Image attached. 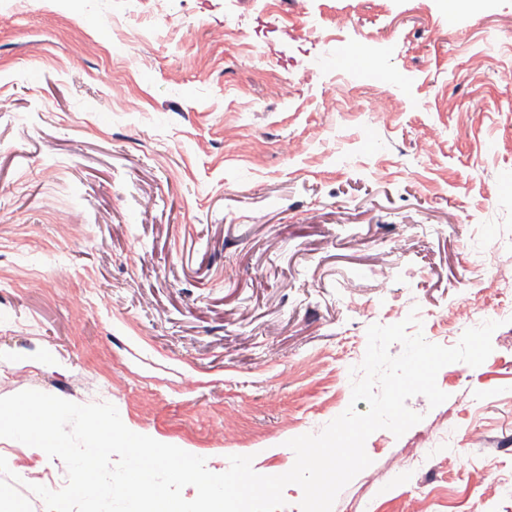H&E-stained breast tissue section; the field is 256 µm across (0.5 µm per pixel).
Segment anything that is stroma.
I'll return each mask as SVG.
<instances>
[{"label":"stroma","mask_w":512,"mask_h":512,"mask_svg":"<svg viewBox=\"0 0 512 512\" xmlns=\"http://www.w3.org/2000/svg\"><path fill=\"white\" fill-rule=\"evenodd\" d=\"M76 2L0 0V397L108 402L211 472L249 455L272 475L288 439L367 411L350 370L370 325L472 291L492 353L443 367L448 400L410 398L402 437L371 434L332 512H512V304L492 310L466 260L512 273V45L488 39L512 37V0H129L117 28L114 0ZM334 13L347 32L304 37ZM338 44L363 53L329 60ZM369 55L388 124L345 109ZM424 435L423 467L394 474ZM485 477L508 491L479 498ZM66 482L0 440V512L16 485Z\"/></svg>","instance_id":"1"}]
</instances>
